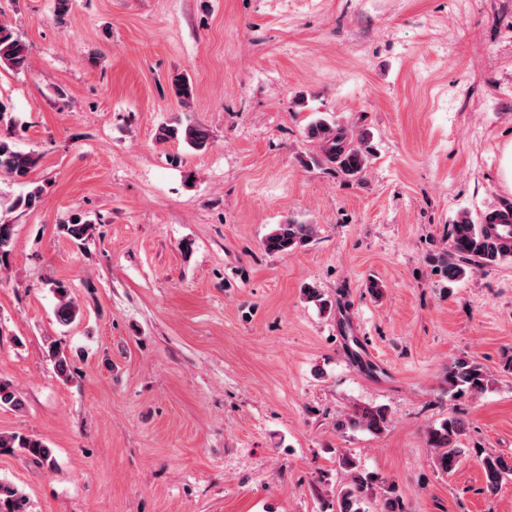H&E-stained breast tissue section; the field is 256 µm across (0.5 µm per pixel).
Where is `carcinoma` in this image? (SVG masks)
<instances>
[{"mask_svg": "<svg viewBox=\"0 0 512 512\" xmlns=\"http://www.w3.org/2000/svg\"><path fill=\"white\" fill-rule=\"evenodd\" d=\"M29 66V48L15 35L11 28L0 24V68L21 72ZM308 138L320 144L328 161L336 164L348 179L363 176L368 167L369 157L365 139L362 136L347 137L343 128L324 118L312 122L307 129ZM160 140L177 139L191 149L201 152L210 145L208 130L201 125H165L158 134ZM40 157L25 152L7 137L0 136V174L24 183L36 168ZM42 190L35 187L17 196L9 206L11 210H31L41 203ZM62 233L74 242L85 243L92 238L94 224L79 214L61 225ZM317 233L316 226L294 219L277 224L267 234L264 248L270 253H288L308 244ZM14 225L0 220V262L8 257L13 248ZM448 248L432 259L435 268L450 282L466 274L465 266L477 268L493 267L505 260H512V224L504 222L501 214H489L478 224L468 216H461L450 225ZM53 291L58 303L55 317L59 324L68 326L80 317V310L70 297V287L63 281L54 283ZM47 356L53 363L56 374L64 379L71 375V362L67 354L56 343L47 347ZM448 390L458 394L478 393L488 383L483 368L467 355L456 357L446 373ZM23 400L14 386L0 379V407L18 410ZM388 426V413L383 406L355 404L344 418L336 422L339 430H364L377 436ZM464 428L454 418L444 420L439 426L426 433L428 447L434 450L435 463L444 473L456 468L466 454L460 447V436ZM0 448H20L37 464H55L54 449L41 438L13 433L0 434ZM340 465L348 471L349 481L336 494V512H361L363 499L369 494L372 479L358 470L356 461L344 454ZM485 476L486 490L493 493L506 478L512 475V462L505 458L486 454L480 459ZM0 512H28L27 497L17 488L0 482Z\"/></svg>", "mask_w": 512, "mask_h": 512, "instance_id": "cac0c4a2", "label": "carcinoma"}]
</instances>
